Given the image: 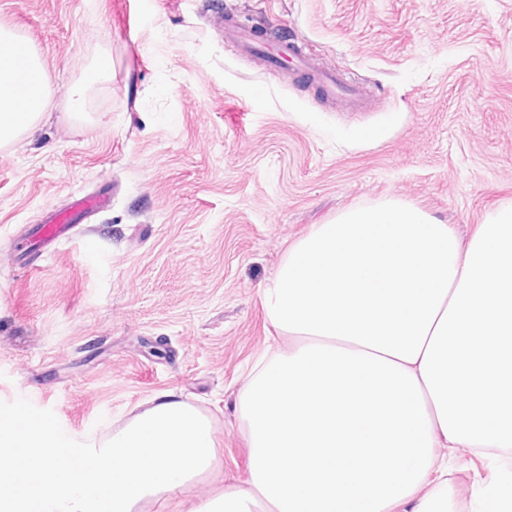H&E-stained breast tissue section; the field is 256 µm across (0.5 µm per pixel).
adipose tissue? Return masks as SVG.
Instances as JSON below:
<instances>
[{"mask_svg":"<svg viewBox=\"0 0 512 512\" xmlns=\"http://www.w3.org/2000/svg\"><path fill=\"white\" fill-rule=\"evenodd\" d=\"M49 99V81L33 47L0 27V147L35 127Z\"/></svg>","mask_w":512,"mask_h":512,"instance_id":"1","label":"adipose tissue"}]
</instances>
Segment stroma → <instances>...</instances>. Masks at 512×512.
Segmentation results:
<instances>
[{
  "instance_id": "obj_1",
  "label": "stroma",
  "mask_w": 512,
  "mask_h": 512,
  "mask_svg": "<svg viewBox=\"0 0 512 512\" xmlns=\"http://www.w3.org/2000/svg\"><path fill=\"white\" fill-rule=\"evenodd\" d=\"M228 22L297 45L364 88L363 108L226 46ZM0 26L51 94L0 148V401L102 441L180 392L213 423L214 471L137 512L247 479L234 397L274 344L262 290L314 225L396 198L467 239L512 203V0H0ZM103 56L112 72L75 113ZM92 193L111 206L19 269L13 243ZM507 477L463 456L451 512Z\"/></svg>"
}]
</instances>
